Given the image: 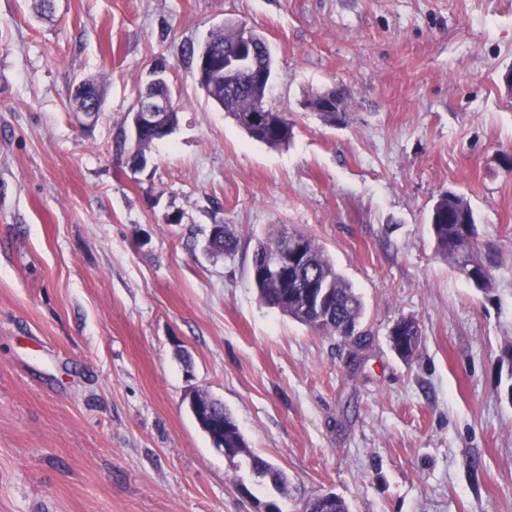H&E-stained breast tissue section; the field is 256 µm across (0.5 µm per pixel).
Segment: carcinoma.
Here are the masks:
<instances>
[{
    "label": "carcinoma",
    "mask_w": 512,
    "mask_h": 512,
    "mask_svg": "<svg viewBox=\"0 0 512 512\" xmlns=\"http://www.w3.org/2000/svg\"><path fill=\"white\" fill-rule=\"evenodd\" d=\"M243 38V32L237 27H224L213 32L209 42L218 49L230 51ZM211 99L223 106L248 136L269 147H278L288 142L293 134V126L287 118L275 116L280 126L273 129L267 125L255 127L245 121L247 113L256 108L265 96V87L251 84L242 74L224 76L222 82L208 84ZM430 229L438 252L449 263L455 265L466 277L477 272L483 281L476 285L480 291L488 289L491 281L490 270L474 258L477 241V225L470 203L453 192L442 194L433 206L430 214ZM288 232L277 230L266 239L257 242L251 264L259 269L266 257L283 249L287 243ZM305 243V264L297 276L299 284L289 289L280 288L276 283L261 275H249L252 286L260 298L268 305L281 310L293 319L325 335L339 336L345 327L356 332L362 315V303L353 288L336 271L334 263L324 253L315 240L299 235ZM236 239L229 230L214 237L210 242V253L216 256L234 252ZM323 282L331 289L330 302L321 310L304 308L303 292L307 291L309 280ZM500 397L512 405V370L498 368ZM215 427L209 429L210 440L219 448H231L249 457L251 472L267 481L283 496L288 495V478L266 458L249 450L247 443L235 424L231 414L220 409L213 410ZM303 512H349L345 500L338 496L332 498L321 495L305 501Z\"/></svg>",
    "instance_id": "1"
}]
</instances>
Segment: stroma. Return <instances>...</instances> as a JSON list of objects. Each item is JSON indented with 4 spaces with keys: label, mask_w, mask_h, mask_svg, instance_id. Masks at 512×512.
<instances>
[{
    "label": "stroma",
    "mask_w": 512,
    "mask_h": 512,
    "mask_svg": "<svg viewBox=\"0 0 512 512\" xmlns=\"http://www.w3.org/2000/svg\"><path fill=\"white\" fill-rule=\"evenodd\" d=\"M0 0V512H512V0ZM234 21L270 44L287 145L215 107L194 58ZM179 123L116 149L156 62ZM85 77L95 120L72 110ZM346 88L326 122L308 103ZM463 196L491 285L437 251ZM237 240L204 246L212 225ZM311 236L361 297L362 347L262 303L254 245ZM403 318L412 358L392 348ZM199 391L282 469L279 497L213 448ZM248 495H241L239 486ZM224 233V236L221 235ZM220 235V236H218ZM216 236V237H214ZM210 238L214 237L210 242V253L216 256L231 254L236 247V239L228 230L227 225L215 224L210 229ZM325 496H333L332 498L318 495L308 498L305 501L303 512H349V508L345 500L335 494H325Z\"/></svg>",
    "instance_id": "obj_1"
}]
</instances>
